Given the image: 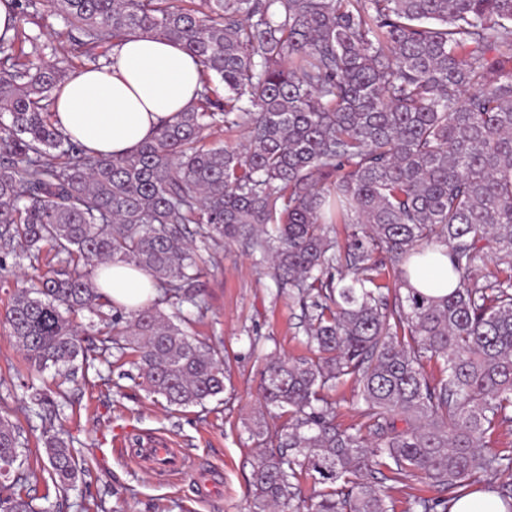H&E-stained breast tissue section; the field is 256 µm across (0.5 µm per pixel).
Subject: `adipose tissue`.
Listing matches in <instances>:
<instances>
[{
    "instance_id": "adipose-tissue-1",
    "label": "adipose tissue",
    "mask_w": 512,
    "mask_h": 512,
    "mask_svg": "<svg viewBox=\"0 0 512 512\" xmlns=\"http://www.w3.org/2000/svg\"><path fill=\"white\" fill-rule=\"evenodd\" d=\"M201 66L181 46L142 34L114 48L110 64L87 69L54 94V119L87 155L124 156L134 152L164 122L175 120L201 89ZM152 276L121 263L101 267L102 292L127 311L139 309L155 290ZM411 284L443 295L453 283L448 259L434 251L419 264Z\"/></svg>"
}]
</instances>
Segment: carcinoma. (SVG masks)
<instances>
[{"label": "carcinoma", "instance_id": "cac0c4a2", "mask_svg": "<svg viewBox=\"0 0 512 512\" xmlns=\"http://www.w3.org/2000/svg\"><path fill=\"white\" fill-rule=\"evenodd\" d=\"M0 37V276L32 274L4 327L38 372L77 381L87 349L70 316L92 310L123 340L140 385L170 406L226 390L224 357L179 307L204 313L199 251L242 242L277 293L298 300L312 355L260 371L251 435V512H394L391 492L425 480L408 512H449L485 482L512 512V0H11ZM67 28L98 65L128 37L182 45L201 63L192 107L125 157H90L56 126L54 91L73 62L32 60L28 17ZM246 143L210 140L217 125ZM354 224L344 242L336 226ZM445 248L456 286L430 296L412 261ZM64 268L42 269V253ZM494 269H488V263ZM154 277L128 315L97 269ZM175 308L168 315L160 305ZM439 375L428 371L430 365ZM350 382L361 422H338L329 393ZM47 472L66 491L81 471L53 433L66 396L32 389ZM23 433L0 418V512H37L16 463ZM324 488L303 495V475Z\"/></svg>", "mask_w": 512, "mask_h": 512}]
</instances>
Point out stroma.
<instances>
[{"label": "stroma", "mask_w": 512, "mask_h": 512, "mask_svg": "<svg viewBox=\"0 0 512 512\" xmlns=\"http://www.w3.org/2000/svg\"><path fill=\"white\" fill-rule=\"evenodd\" d=\"M32 59L70 56L62 20L41 15L27 24ZM207 310L193 331L224 353L231 381L222 401L176 408L149 396L136 379L132 352L97 356L86 383L63 385L68 395L55 430L83 471L67 492L44 482L29 485L42 512H248L249 482L259 443L248 426L263 412L259 371L269 354L305 355L301 308L277 296L271 276L257 270L239 242L213 250L201 279ZM260 337L252 345V337ZM55 388L53 371L31 372L24 354L0 326V417L21 427L28 440L25 469L46 459L42 423L29 411L28 385ZM145 437L166 439L184 453V468L159 471L131 457Z\"/></svg>", "instance_id": "stroma-1"}]
</instances>
